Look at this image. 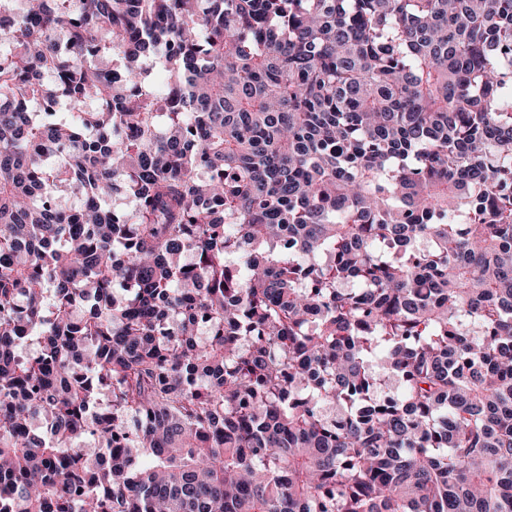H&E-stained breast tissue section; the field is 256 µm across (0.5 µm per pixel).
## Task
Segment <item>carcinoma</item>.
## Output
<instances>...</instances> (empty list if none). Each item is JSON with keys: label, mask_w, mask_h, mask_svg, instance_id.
Listing matches in <instances>:
<instances>
[{"label": "carcinoma", "mask_w": 512, "mask_h": 512, "mask_svg": "<svg viewBox=\"0 0 512 512\" xmlns=\"http://www.w3.org/2000/svg\"><path fill=\"white\" fill-rule=\"evenodd\" d=\"M13 2L0 512H512V0Z\"/></svg>", "instance_id": "obj_1"}]
</instances>
